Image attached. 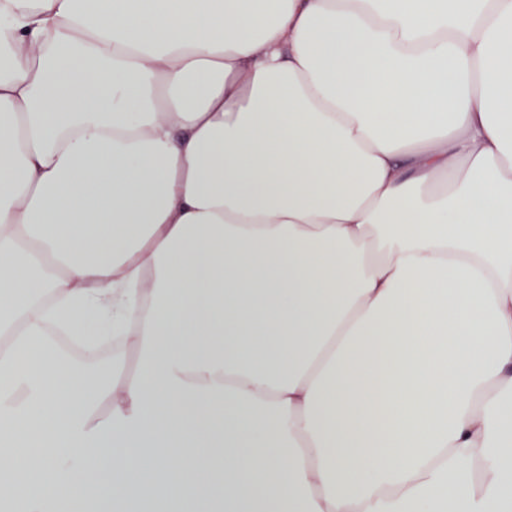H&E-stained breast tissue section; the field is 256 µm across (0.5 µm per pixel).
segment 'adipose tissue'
I'll list each match as a JSON object with an SVG mask.
<instances>
[{"instance_id":"1","label":"adipose tissue","mask_w":512,"mask_h":512,"mask_svg":"<svg viewBox=\"0 0 512 512\" xmlns=\"http://www.w3.org/2000/svg\"><path fill=\"white\" fill-rule=\"evenodd\" d=\"M1 336L0 512H512V0H10Z\"/></svg>"}]
</instances>
